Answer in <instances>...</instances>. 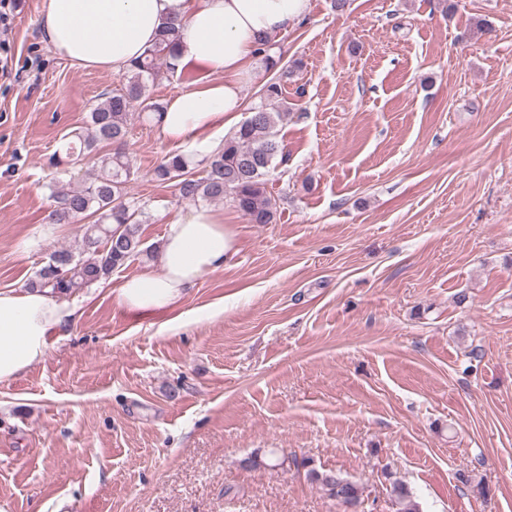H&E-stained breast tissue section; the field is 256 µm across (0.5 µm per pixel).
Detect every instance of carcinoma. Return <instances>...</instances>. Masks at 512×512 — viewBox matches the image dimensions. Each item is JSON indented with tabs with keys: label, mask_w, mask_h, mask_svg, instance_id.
Masks as SVG:
<instances>
[{
	"label": "carcinoma",
	"mask_w": 512,
	"mask_h": 512,
	"mask_svg": "<svg viewBox=\"0 0 512 512\" xmlns=\"http://www.w3.org/2000/svg\"><path fill=\"white\" fill-rule=\"evenodd\" d=\"M181 20L165 18L156 41L146 54L129 65L122 75V86L94 104L87 127L71 134L66 148L71 164L87 156H97L95 173L78 188L54 186L49 213L51 224L85 221L79 251L59 248L49 261L35 271L30 287L50 289L58 298L108 278L112 271L141 253H152L144 246L141 225L144 206L132 199L129 191L132 170L124 151L128 126L140 108L154 119L165 106L146 94L148 83L157 73L159 62L175 70L176 47L181 39ZM288 102L282 99L280 84L264 87L261 102L251 108L250 116L232 136L224 139V148L203 160L205 176L195 177V162L181 153H170L154 169L155 180L175 183L182 199L189 202H230L251 224H271L276 216V201L267 192V176L282 153L278 127L288 115ZM102 144L114 145L113 152L101 155ZM306 476L321 485L330 496L343 501L362 502L364 488L339 473L320 472L302 460ZM390 494L399 512H419L408 486L391 483Z\"/></svg>",
	"instance_id": "obj_1"
}]
</instances>
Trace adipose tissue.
<instances>
[{
	"instance_id": "obj_1",
	"label": "adipose tissue",
	"mask_w": 512,
	"mask_h": 512,
	"mask_svg": "<svg viewBox=\"0 0 512 512\" xmlns=\"http://www.w3.org/2000/svg\"><path fill=\"white\" fill-rule=\"evenodd\" d=\"M308 12L309 0H45L40 32L71 64L120 74L154 45L161 19L178 14L184 29L177 63L210 79L169 98L158 132L193 158L202 146L216 151L225 128L243 110V80L260 45L275 41ZM235 251L222 210L198 208L173 217L157 255L159 272L122 281L119 302L134 311L172 309ZM76 315V307L44 290H0V382L40 361L51 336Z\"/></svg>"
}]
</instances>
